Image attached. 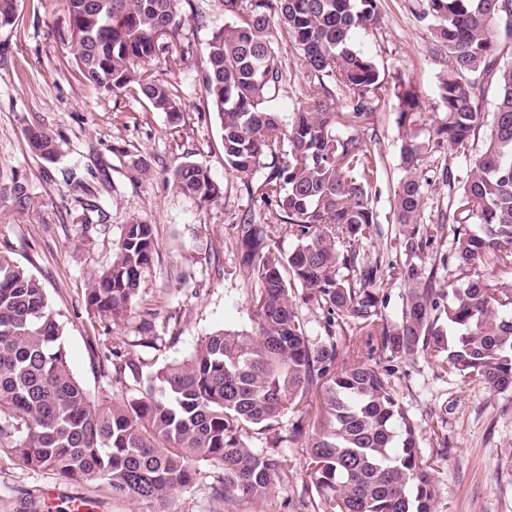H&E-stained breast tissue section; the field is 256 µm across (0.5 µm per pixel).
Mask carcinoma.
<instances>
[{
  "instance_id": "1",
  "label": "carcinoma",
  "mask_w": 512,
  "mask_h": 512,
  "mask_svg": "<svg viewBox=\"0 0 512 512\" xmlns=\"http://www.w3.org/2000/svg\"><path fill=\"white\" fill-rule=\"evenodd\" d=\"M72 59L83 78L107 92L133 91L171 123L176 95L148 68L164 41L182 30L181 0H63ZM229 22L203 49V87L220 122L224 168L266 207L235 224L239 269L256 288L251 332L219 329L181 361L157 367L130 360L115 369L119 398L95 401L73 374L62 328L41 281L0 250V448L34 469L69 481H97L114 498L165 512L171 495L193 485L200 464L220 466L214 494L262 498L281 477L280 420L309 459L307 484L324 512H437L439 489L421 452L418 422L397 396L400 364L430 359L469 384L512 392V282L488 275L512 269V0H416L431 19L437 51L447 58L440 96L447 115L433 136L453 150L484 138L466 177L451 168L442 181L448 225L421 217L423 147L414 130L423 106L411 81L385 78L353 42L377 27L380 0H222ZM317 83L291 112L277 102L288 73L281 45ZM495 90L492 119L480 94ZM391 92L404 131L403 177L390 204L399 233L384 262L364 244L384 232L374 209L381 142L359 132ZM345 111H336V105ZM33 153L52 162L56 137L30 128ZM179 193L200 203L224 188L203 164L172 170ZM296 239L279 247V227ZM448 229L451 248L434 250ZM156 250L153 225H123L110 263L91 276L86 308L108 325L124 321L142 300L143 273ZM455 268L442 283L439 269ZM404 285L391 317L386 280ZM322 313L313 333L296 301ZM354 330L367 361L339 363L336 331ZM255 431L269 447L247 444Z\"/></svg>"
}]
</instances>
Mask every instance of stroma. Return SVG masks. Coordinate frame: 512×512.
<instances>
[{
  "instance_id": "obj_1",
  "label": "stroma",
  "mask_w": 512,
  "mask_h": 512,
  "mask_svg": "<svg viewBox=\"0 0 512 512\" xmlns=\"http://www.w3.org/2000/svg\"><path fill=\"white\" fill-rule=\"evenodd\" d=\"M410 3L381 0L380 26L356 32L354 44L385 78L411 80L429 115L441 118L446 107L439 80L446 60L435 55L430 24L415 17ZM180 8L185 38L167 50L181 63L154 66L181 103L175 124L144 98L105 92L82 78L70 54L62 0H19L17 20L0 29V250L43 283L70 366L102 401L118 395L111 374L99 368L108 350L117 347L144 362L174 361L214 330L252 326L255 283L236 269L234 225L246 209L263 220L265 208L250 202L225 170L222 131L200 83L201 50L211 31L224 26V7L222 0H182ZM32 126L56 136L58 160L45 161L30 150L26 132ZM368 129L381 141L375 206L380 223L394 233L390 200L403 172L393 106L378 111ZM417 136L438 169L464 166L463 155L436 143L428 128ZM188 158L208 167L224 187L223 199L201 205L173 188L171 172ZM137 159L150 165L149 176L133 170ZM71 171L78 181L68 179ZM437 171L422 178L429 224L439 223L448 206V188ZM17 183L26 186L25 199H16ZM132 220L153 225L156 251L144 273L142 308L108 327L88 312L85 288L111 261L123 224ZM399 399L419 421L422 451L434 460L438 512H512V393L462 382L417 359L402 365ZM305 457L303 443L285 436L276 456L283 478L261 499L216 500L212 488L220 470L202 465L196 483L174 494L167 510L322 512L323 502L305 484ZM74 494L90 497L102 512H152L147 503L55 478L0 451V512H63Z\"/></svg>"
}]
</instances>
